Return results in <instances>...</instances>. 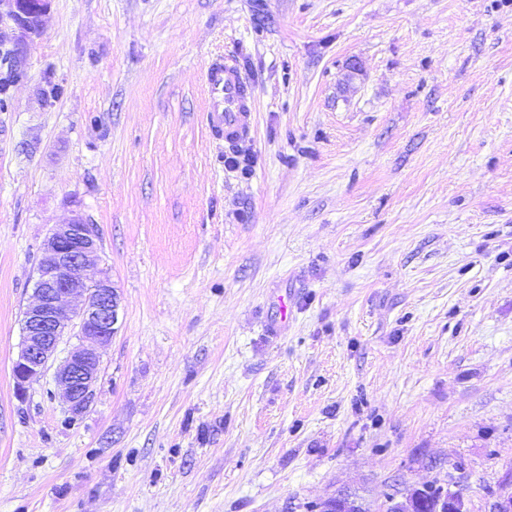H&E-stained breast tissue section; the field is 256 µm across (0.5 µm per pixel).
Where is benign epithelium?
Instances as JSON below:
<instances>
[{"label":"benign epithelium","mask_w":512,"mask_h":512,"mask_svg":"<svg viewBox=\"0 0 512 512\" xmlns=\"http://www.w3.org/2000/svg\"><path fill=\"white\" fill-rule=\"evenodd\" d=\"M45 4L39 0H0V23L11 24V45L23 63L25 41L40 33ZM100 236L96 225L80 215L55 225L47 236L38 263L37 301L23 312V339L12 372L18 393L40 376L55 356L64 336L72 333L81 344L70 351L55 373V384L76 421L91 407L100 378L98 348L117 333L120 298L109 277L87 285L84 271L98 257ZM425 487H413L388 499L385 512H416ZM351 512L352 497L337 493L317 503L315 512ZM493 512H512V478L504 481Z\"/></svg>","instance_id":"benign-epithelium-1"}]
</instances>
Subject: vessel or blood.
Segmentation results:
<instances>
[{
  "label": "vessel or blood",
  "instance_id": "b4317fda",
  "mask_svg": "<svg viewBox=\"0 0 512 512\" xmlns=\"http://www.w3.org/2000/svg\"><path fill=\"white\" fill-rule=\"evenodd\" d=\"M203 81L208 95V120L214 137L233 145L247 139L255 107L248 85L234 61L212 59Z\"/></svg>",
  "mask_w": 512,
  "mask_h": 512
}]
</instances>
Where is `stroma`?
Returning <instances> with one entry per match:
<instances>
[{
	"label": "stroma",
	"instance_id": "35a3bbf8",
	"mask_svg": "<svg viewBox=\"0 0 512 512\" xmlns=\"http://www.w3.org/2000/svg\"><path fill=\"white\" fill-rule=\"evenodd\" d=\"M236 60L254 129L206 125ZM0 112V512H305L512 473V0H46ZM61 96L43 93L47 84ZM81 214L120 297L76 422L12 373ZM287 313H280V299Z\"/></svg>",
	"mask_w": 512,
	"mask_h": 512
}]
</instances>
